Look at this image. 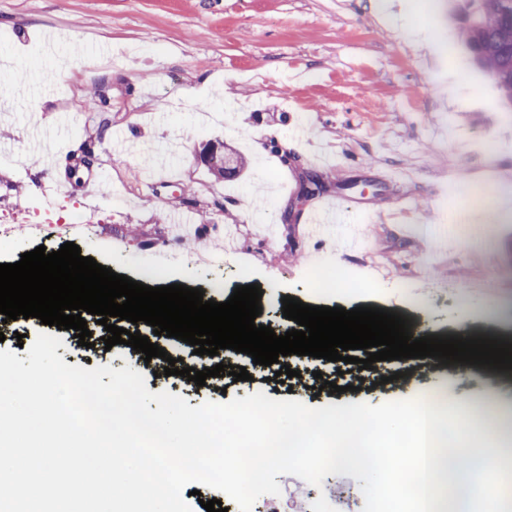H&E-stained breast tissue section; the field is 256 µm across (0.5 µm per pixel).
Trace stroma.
<instances>
[{"instance_id": "obj_1", "label": "stroma", "mask_w": 512, "mask_h": 512, "mask_svg": "<svg viewBox=\"0 0 512 512\" xmlns=\"http://www.w3.org/2000/svg\"><path fill=\"white\" fill-rule=\"evenodd\" d=\"M1 78L32 94L0 97V156L16 161L0 165V209L19 199L37 205L44 184L59 189L66 208L99 203L109 183L125 187L127 204L111 222L77 238L82 256L152 287L204 289L218 302L259 285L264 322L280 334L291 326L281 311L288 296L385 308L423 336L476 326L512 341V219L484 244L455 249L448 227L465 216L464 202L432 206L449 184L490 167L493 196L512 207V110L494 77L471 62L448 0H0ZM97 85L107 98L92 108L87 92ZM38 138L59 151L53 169L34 150ZM214 145L237 152L239 177L204 161ZM316 151L334 154L337 168L313 170L307 155ZM287 152L298 166L284 162ZM390 171L401 179L383 183ZM312 173L322 194L348 187L349 223L318 235L304 225L314 198L299 193ZM321 262L341 264L350 283L314 293L307 271ZM494 269L489 294L479 283ZM41 331L62 338L57 353L71 366L91 369L104 357L118 370L137 357L123 344L103 355L86 350L37 318L0 323V351L26 357ZM164 366L158 357L141 365L148 390L193 407L257 390L310 407L411 400L427 387L464 402L492 381L500 402H512L507 371L428 357L383 362L390 383L356 392L342 378L345 392L333 395L276 384L259 367L247 381L224 374L190 388L163 376ZM277 481L280 494L261 496L252 512H363L350 476H327L319 487ZM337 484L345 498L333 497Z\"/></svg>"}]
</instances>
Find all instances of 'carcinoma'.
Wrapping results in <instances>:
<instances>
[{"mask_svg":"<svg viewBox=\"0 0 512 512\" xmlns=\"http://www.w3.org/2000/svg\"><path fill=\"white\" fill-rule=\"evenodd\" d=\"M453 15L475 61L512 104V0H455Z\"/></svg>","mask_w":512,"mask_h":512,"instance_id":"1","label":"carcinoma"}]
</instances>
